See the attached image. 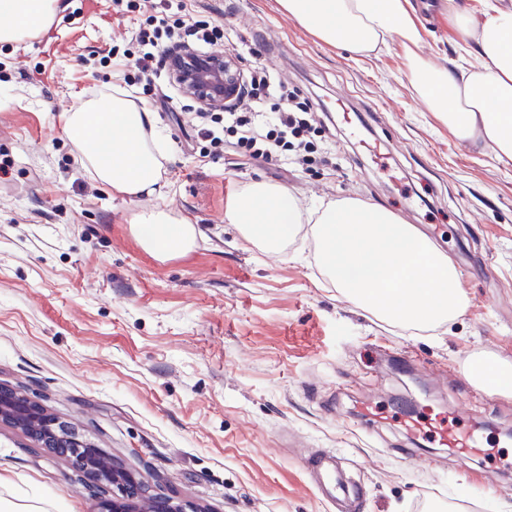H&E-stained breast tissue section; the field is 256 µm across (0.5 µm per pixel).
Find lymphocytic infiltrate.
I'll use <instances>...</instances> for the list:
<instances>
[{"label": "lymphocytic infiltrate", "mask_w": 512, "mask_h": 512, "mask_svg": "<svg viewBox=\"0 0 512 512\" xmlns=\"http://www.w3.org/2000/svg\"><path fill=\"white\" fill-rule=\"evenodd\" d=\"M170 8V0H159L158 11L135 31L140 48L135 66L149 80L160 77L161 55L173 39L193 37L216 45L226 37L223 25L195 18L174 19L169 15ZM196 128L198 136L209 140L215 151L230 145L266 163L289 159L309 162L316 133L309 102L288 93L284 83L275 82L262 66L251 72L241 107L221 115L199 113Z\"/></svg>", "instance_id": "f902f5d3"}]
</instances>
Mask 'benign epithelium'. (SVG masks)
Returning <instances> with one entry per match:
<instances>
[{"label": "benign epithelium", "mask_w": 512, "mask_h": 512, "mask_svg": "<svg viewBox=\"0 0 512 512\" xmlns=\"http://www.w3.org/2000/svg\"><path fill=\"white\" fill-rule=\"evenodd\" d=\"M166 63L173 83L201 109H227L243 99L245 73L239 58L229 51L201 53L187 46L174 47ZM2 426L22 432L47 452L70 461L88 486L112 487V496L96 499L94 512H200L186 510L171 497L150 493L145 481L106 460L99 449L40 402L0 383Z\"/></svg>", "instance_id": "benign-epithelium-1"}]
</instances>
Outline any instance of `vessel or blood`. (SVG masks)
Masks as SVG:
<instances>
[{
	"label": "vessel or blood",
	"instance_id": "obj_1",
	"mask_svg": "<svg viewBox=\"0 0 512 512\" xmlns=\"http://www.w3.org/2000/svg\"><path fill=\"white\" fill-rule=\"evenodd\" d=\"M358 416L368 425L387 419L395 420L414 443H430L448 449L452 454L483 458L498 454L497 449L486 447L482 434L476 428L466 425V412L461 408L446 415L436 412L430 406L400 410L365 404L360 407ZM309 463L316 471L318 485L328 499L350 503L359 499V490L351 489L344 483L341 471L332 457L316 453L310 456Z\"/></svg>",
	"mask_w": 512,
	"mask_h": 512
}]
</instances>
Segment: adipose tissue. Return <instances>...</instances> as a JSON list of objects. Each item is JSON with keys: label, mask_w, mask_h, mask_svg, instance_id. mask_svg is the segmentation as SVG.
I'll use <instances>...</instances> for the list:
<instances>
[{"label": "adipose tissue", "mask_w": 512, "mask_h": 512, "mask_svg": "<svg viewBox=\"0 0 512 512\" xmlns=\"http://www.w3.org/2000/svg\"><path fill=\"white\" fill-rule=\"evenodd\" d=\"M302 27L326 44L364 52L388 38L416 44L420 29L410 0H278ZM61 0H0V43L20 44L52 24ZM462 42H473L478 68L450 72L412 57L409 77L419 98L462 142L512 162V8L487 0L476 14L454 17ZM69 137L85 171L128 198L161 196V138L152 112L132 100L103 95L85 102L67 119ZM245 243L277 252L303 221L288 188L255 182L237 193L224 212ZM142 246L159 256L188 250L194 224L157 207L134 219ZM465 373L478 388L512 394V364L474 357ZM0 512H76L41 484L29 483L18 501L0 498Z\"/></svg>", "instance_id": "ef3b65f1"}]
</instances>
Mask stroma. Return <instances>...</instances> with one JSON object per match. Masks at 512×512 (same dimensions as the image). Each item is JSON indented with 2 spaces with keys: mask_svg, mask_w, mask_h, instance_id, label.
<instances>
[{
  "mask_svg": "<svg viewBox=\"0 0 512 512\" xmlns=\"http://www.w3.org/2000/svg\"><path fill=\"white\" fill-rule=\"evenodd\" d=\"M421 40L361 54L332 47L278 0H184L232 30L244 70L262 65L307 98L322 125L312 165L214 154L194 132L195 107L168 81L134 76L112 46L128 48L150 12L118 15L112 0H67L41 36L0 44V382L41 402L83 439L160 492L210 512H336L313 487L309 455H335L363 488L359 512H512V395L485 392L463 367L476 353L512 363V165L463 145L421 104L408 57L437 67L476 64L454 13L485 0H411ZM123 91L153 113L167 156L164 197L112 193L82 168L67 117ZM168 96L160 108V96ZM367 140L388 153L379 168L358 153L338 99ZM256 181L288 188L306 221L283 253L247 250L224 211ZM358 199L414 225L455 264L469 297L455 320L430 329L377 320L321 273L311 220ZM169 208L195 224L194 247L160 258L132 230L140 212ZM443 411L469 406L506 461L495 484L483 458L424 447L403 455L396 425L337 424L364 402L403 393L398 353ZM0 471L15 488L45 485L91 512L94 496L70 462L0 429Z\"/></svg>",
  "mask_w": 512,
  "mask_h": 512,
  "instance_id": "stroma-1",
  "label": "stroma"
}]
</instances>
